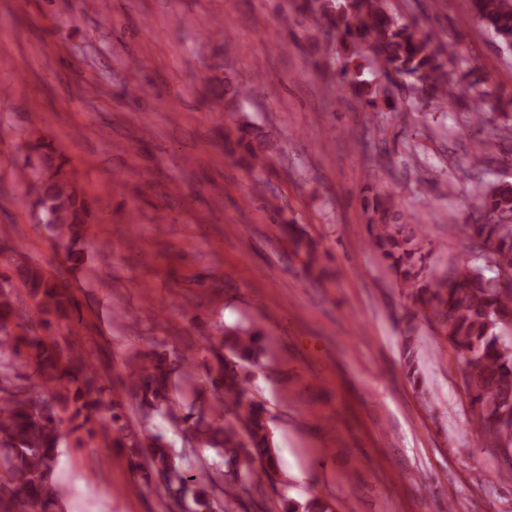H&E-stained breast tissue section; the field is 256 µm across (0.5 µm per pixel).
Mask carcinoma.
I'll return each mask as SVG.
<instances>
[{
	"mask_svg": "<svg viewBox=\"0 0 512 512\" xmlns=\"http://www.w3.org/2000/svg\"><path fill=\"white\" fill-rule=\"evenodd\" d=\"M466 7L507 53H512V0H466ZM298 11L326 20L342 49L344 59L340 88L366 107H398L395 90L407 89L418 103L449 112L462 105L468 90L477 86L487 96L485 78L465 66L453 43H444L416 22L394 13L389 0H302ZM376 68L386 83L360 79L365 70ZM468 126L478 127L483 137L470 145L472 168L482 171L493 161L492 147L512 138V123L491 121L478 102L465 114ZM251 123L237 122L235 144L250 167L263 165L266 148L245 140ZM34 204L53 226L60 239L75 241L91 210L79 193L73 172L65 162L45 152L40 166L25 173ZM477 217L459 230L465 235L472 258L454 265L451 274L424 279L422 253L426 239L423 225L415 216L393 212L376 200L368 219V246L388 262L397 281L418 288L419 306L430 310L437 329L464 354V383L472 392V403L480 412L475 422L486 435L489 447L512 454V183H490L477 196ZM291 244L304 254L308 265L316 262L315 244L296 231ZM492 263L495 276H485L478 252ZM17 278L34 302L49 335L28 330L19 335L8 331L17 319L11 278L0 275V507L11 512H54L64 493L57 481L60 448L70 437L81 444L79 432L89 437L96 428L112 431V445L130 448L141 457L147 470L165 492L167 507L177 504L184 512H216L214 481L206 471L190 472L177 461L176 449L161 436L144 430L143 436L127 430L122 403L104 399L109 388L102 385L97 369L82 351L65 353L57 341L64 329L74 332L81 323L78 301L69 289L42 266L27 262L16 266ZM229 354L220 360L216 376L206 382L217 395L209 409L178 414L171 393L174 378L195 382L193 356L153 350L144 354L152 369L131 360L126 392L139 400L144 421L159 416L187 435L190 441L212 448L227 467L224 498L236 499L277 471L271 450L267 409L250 400L235 420L223 415V396L231 395L240 405L246 397L249 367L259 363L261 329L232 328L224 332ZM27 353V365L41 377L39 388L17 382L10 373L13 358ZM265 461L261 470L252 466L254 457ZM284 512H327L317 499L304 503L282 499Z\"/></svg>",
	"mask_w": 512,
	"mask_h": 512,
	"instance_id": "1",
	"label": "carcinoma"
}]
</instances>
